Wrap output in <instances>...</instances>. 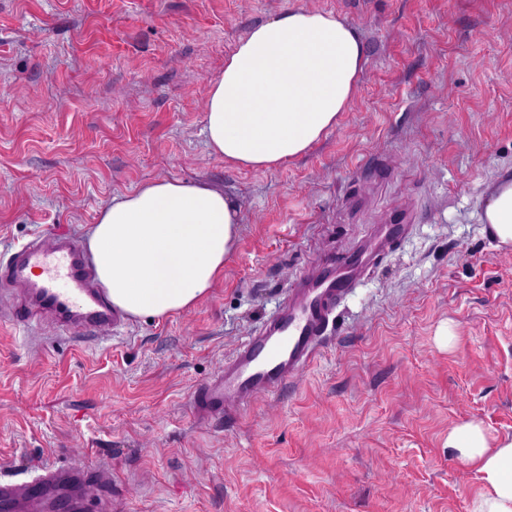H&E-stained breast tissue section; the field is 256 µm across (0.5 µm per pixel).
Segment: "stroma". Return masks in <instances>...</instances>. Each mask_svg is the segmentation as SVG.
<instances>
[{
	"instance_id": "35a3bbf8",
	"label": "stroma",
	"mask_w": 512,
	"mask_h": 512,
	"mask_svg": "<svg viewBox=\"0 0 512 512\" xmlns=\"http://www.w3.org/2000/svg\"><path fill=\"white\" fill-rule=\"evenodd\" d=\"M332 11L366 44L354 99L306 155L225 164L205 99L253 26ZM512 174V0H0V261L84 241L113 197L206 180L241 208L224 277L195 308L86 337L0 327V466L103 462L126 512H472L448 434L512 436V249L479 215ZM409 213L336 310L317 361L208 423L194 390L296 275Z\"/></svg>"
}]
</instances>
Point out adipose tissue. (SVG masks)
I'll return each instance as SVG.
<instances>
[{
  "instance_id": "ef3b65f1",
  "label": "adipose tissue",
  "mask_w": 512,
  "mask_h": 512,
  "mask_svg": "<svg viewBox=\"0 0 512 512\" xmlns=\"http://www.w3.org/2000/svg\"><path fill=\"white\" fill-rule=\"evenodd\" d=\"M364 64L361 36L331 12L291 9L252 27L210 83L209 150L255 171L307 153L348 110ZM481 221L512 248V175L495 184ZM239 222L222 187L154 180L113 197L86 247L114 307L160 318L196 306L223 278ZM448 446L479 475L472 512H512V436L491 445L470 422L449 433Z\"/></svg>"
}]
</instances>
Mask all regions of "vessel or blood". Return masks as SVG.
<instances>
[{"label":"vessel or blood","mask_w":512,"mask_h":512,"mask_svg":"<svg viewBox=\"0 0 512 512\" xmlns=\"http://www.w3.org/2000/svg\"><path fill=\"white\" fill-rule=\"evenodd\" d=\"M406 230L403 224L382 225L361 247L325 258L300 275L278 311L225 356L216 375L196 388L195 414L215 420L241 412L259 394L275 391L309 368L327 343L338 304ZM1 282L22 292L10 318L15 326H27L38 315L89 332L115 330L125 321L104 289L97 287L83 249L70 239L48 234L14 251L0 263ZM90 485L100 490L96 512L123 507L111 466L74 472L42 463L22 481L9 473L0 475V512H87L85 489Z\"/></svg>","instance_id":"obj_1"}]
</instances>
